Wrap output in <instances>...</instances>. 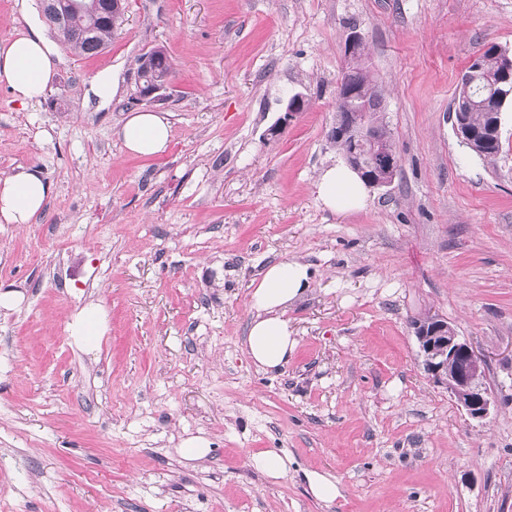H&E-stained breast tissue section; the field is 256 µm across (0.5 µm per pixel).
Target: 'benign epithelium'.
Returning a JSON list of instances; mask_svg holds the SVG:
<instances>
[{
  "label": "benign epithelium",
  "mask_w": 512,
  "mask_h": 512,
  "mask_svg": "<svg viewBox=\"0 0 512 512\" xmlns=\"http://www.w3.org/2000/svg\"><path fill=\"white\" fill-rule=\"evenodd\" d=\"M374 127L375 124L366 117L356 127L345 125L339 128L335 135L354 144H370L377 171L368 186L378 189L391 184L399 167V158L395 151L384 148L372 136ZM410 327L423 354L425 369L434 383L445 387L470 419H486L496 405V399L484 383L483 362L471 344L461 338L447 320L435 314L413 319Z\"/></svg>",
  "instance_id": "benign-epithelium-1"
}]
</instances>
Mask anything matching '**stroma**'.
I'll use <instances>...</instances> for the list:
<instances>
[{
	"label": "stroma",
	"mask_w": 512,
	"mask_h": 512,
	"mask_svg": "<svg viewBox=\"0 0 512 512\" xmlns=\"http://www.w3.org/2000/svg\"><path fill=\"white\" fill-rule=\"evenodd\" d=\"M32 26L38 0H0V36ZM354 31L400 165L339 214L316 182L343 161L327 133ZM491 44L512 54V0H127L103 53L58 48L32 107L1 83L0 177L36 167L54 191L37 223H0V291L20 295L0 308V512H512V103L491 160L448 120ZM154 47L171 144L137 157L117 132ZM291 259L312 280L268 373L245 351L250 292ZM91 301L106 330L87 350L69 326ZM428 312L483 358L487 419L430 380L409 325ZM191 436L204 458L181 455ZM267 450L284 477L251 466ZM310 471L335 475L334 502ZM137 71H145L155 84H168L174 72V66L162 48H153L142 54L137 60ZM251 463L268 478H282L288 472V458L275 451L254 455ZM306 480L312 495L323 502H332L340 495L336 477L328 473L308 472Z\"/></svg>",
	"instance_id": "obj_1"
}]
</instances>
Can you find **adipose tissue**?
Returning <instances> with one entry per match:
<instances>
[{"label":"adipose tissue","mask_w":512,"mask_h":512,"mask_svg":"<svg viewBox=\"0 0 512 512\" xmlns=\"http://www.w3.org/2000/svg\"><path fill=\"white\" fill-rule=\"evenodd\" d=\"M60 61L50 38L38 29L0 38V82L6 83L12 102L28 108L44 95ZM124 150L151 157L164 154L171 140L167 116L151 110L129 112L118 131ZM317 197L328 209L344 213L364 207L366 191L349 168L324 170L316 184ZM54 186L41 169L28 167L0 177V223L31 224L44 213ZM307 263L291 260L270 264L250 293L255 312L244 338L250 359L264 371L284 368L297 340L287 313L308 289Z\"/></svg>","instance_id":"ef3b65f1"}]
</instances>
